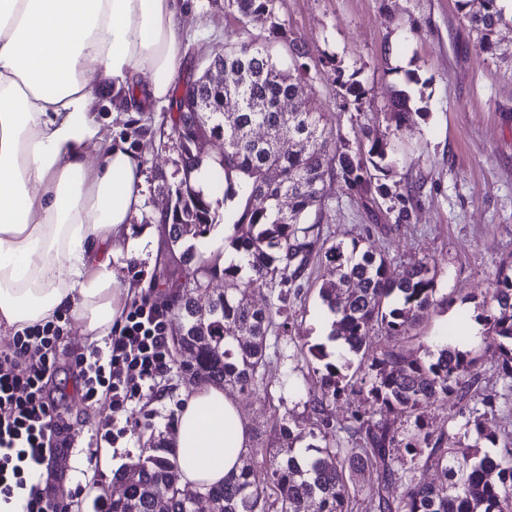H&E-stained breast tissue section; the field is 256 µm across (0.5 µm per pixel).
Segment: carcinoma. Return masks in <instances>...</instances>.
<instances>
[{"mask_svg": "<svg viewBox=\"0 0 512 512\" xmlns=\"http://www.w3.org/2000/svg\"><path fill=\"white\" fill-rule=\"evenodd\" d=\"M276 0H227L247 23L264 24L274 16ZM478 48L512 65V47L497 38L512 27V9L503 0H456ZM300 71H287L266 47L255 43L216 55L200 71L192 92L173 90L178 111L169 114L179 129L175 181L163 196L170 225L166 283L182 288L188 282H224V291L204 298L183 288L175 304L178 334L195 351L194 363L179 365L189 379L205 378L240 392L267 388L261 370L267 363V336L288 327V296H298L301 280L315 263L324 269L319 296L333 315L330 338L336 356L324 346H308V354L323 363L317 386L307 403L316 429L282 427L291 441L321 434L324 446L308 455L300 448H282V460L270 482L256 483L254 460L264 455L256 445L244 455L237 472L207 489L213 512H512V436H504L494 455L458 457L448 446V431L422 422L428 408L456 397L466 402L465 430L494 444L497 434L486 422L493 403L475 388V358L448 345L424 356L407 354L400 340L418 326L435 303V266L422 261L395 275L387 256L357 239L327 243L319 222L309 221L322 204L324 182L334 172L350 188L366 195L390 196V188L374 182L371 169L380 168L387 145L363 133L355 150L332 145L333 131L324 113L300 101L284 111L281 103L294 97ZM410 96L402 91L391 101L396 127L414 124ZM263 127L267 137L252 131ZM224 144L220 157L204 149L207 142ZM208 185L197 182L201 169ZM288 197V208L280 199ZM219 224L231 225L224 238L238 262L224 268L206 257L208 234ZM266 290L280 305H256L252 295ZM283 321L278 323L276 318ZM487 335L499 340V373L512 396V261L504 262L489 289L483 314ZM385 333L380 355L369 350L375 332ZM360 357L354 364V357ZM368 370L360 379L380 410L411 421L400 434L386 420L354 416L344 427L348 439L333 436L327 403L352 386L349 371ZM411 467H404V456ZM433 470L438 482L416 478ZM369 477L368 493L359 497L354 482ZM124 497L108 512H155L154 492L160 486H180L172 451L148 455L118 476Z\"/></svg>", "mask_w": 512, "mask_h": 512, "instance_id": "obj_1", "label": "carcinoma"}]
</instances>
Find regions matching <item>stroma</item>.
Here are the masks:
<instances>
[{
	"mask_svg": "<svg viewBox=\"0 0 512 512\" xmlns=\"http://www.w3.org/2000/svg\"><path fill=\"white\" fill-rule=\"evenodd\" d=\"M277 29L267 44L283 65L302 70L303 98L325 113L335 137L356 147L362 130L388 145V167L378 171L394 200L363 197L330 177L318 211L328 240L359 239L381 249L399 272L424 259L437 265V306L404 339L403 348L423 355L434 336L457 325L477 328L465 343L478 359V389L495 399L502 392L497 349L482 318V300L503 260L512 257V72L482 54L455 0H277ZM184 73L202 55L237 47L261 35L223 0H189L183 23ZM408 92L420 113L409 128H397L388 113L396 91ZM169 106L136 113L141 128L132 134L115 96L101 97L97 115L103 131L125 139L145 165V208L133 219L140 234L152 224L159 198V172H173L174 152L159 150V128ZM406 221H398L400 208ZM165 242L127 268L126 278L162 299L159 269ZM323 271L311 266L298 297L288 300V330L267 338V390L237 394L251 438L281 447V423L312 420L305 388L316 386L318 363L301 353L304 343L326 342L329 319L318 291ZM189 382L179 369L158 391L129 409L132 431L114 455L123 464L143 456L148 444L170 438L168 419ZM461 406L429 408L427 419L448 430L453 447L472 454L493 452L490 442L465 433ZM76 430L68 454L66 483L93 467L95 435L107 422V403L69 402Z\"/></svg>",
	"mask_w": 512,
	"mask_h": 512,
	"instance_id": "35a3bbf8",
	"label": "stroma"
}]
</instances>
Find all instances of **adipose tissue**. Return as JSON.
Returning <instances> with one entry per match:
<instances>
[{
	"label": "adipose tissue",
	"instance_id": "obj_1",
	"mask_svg": "<svg viewBox=\"0 0 512 512\" xmlns=\"http://www.w3.org/2000/svg\"><path fill=\"white\" fill-rule=\"evenodd\" d=\"M186 0H0V326L55 316L98 338L130 297L125 270L157 226L133 235L144 202L140 157L103 134L99 92L166 102L183 66ZM171 440L182 486L235 471L251 440L222 388L183 394Z\"/></svg>",
	"mask_w": 512,
	"mask_h": 512
}]
</instances>
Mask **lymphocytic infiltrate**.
Listing matches in <instances>:
<instances>
[{
  "label": "lymphocytic infiltrate",
  "instance_id": "1",
  "mask_svg": "<svg viewBox=\"0 0 512 512\" xmlns=\"http://www.w3.org/2000/svg\"><path fill=\"white\" fill-rule=\"evenodd\" d=\"M170 317L168 306L142 295L126 305L102 345L72 355L68 373L83 401L108 399L112 411L97 441L123 439L128 433L120 423L123 412L155 392L171 372ZM67 325L59 316L26 327L0 350V500L26 492L23 512H66L50 488L31 483L30 475L74 445L72 425L64 417L68 394L56 381V355Z\"/></svg>",
  "mask_w": 512,
  "mask_h": 512
}]
</instances>
